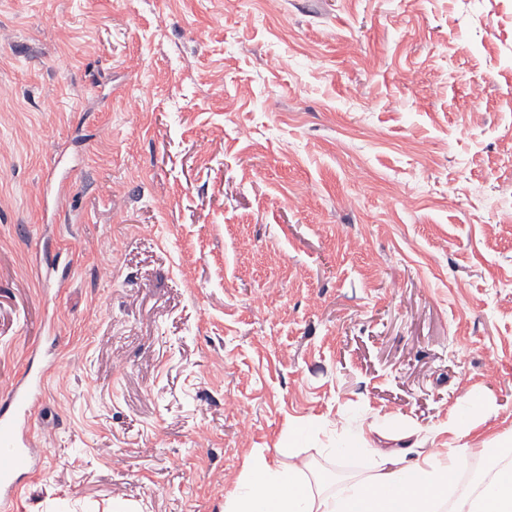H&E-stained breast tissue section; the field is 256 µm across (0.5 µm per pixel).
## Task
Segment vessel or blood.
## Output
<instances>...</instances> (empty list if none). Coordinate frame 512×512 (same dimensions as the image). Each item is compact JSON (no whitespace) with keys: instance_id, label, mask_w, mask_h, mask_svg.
Wrapping results in <instances>:
<instances>
[{"instance_id":"1","label":"vessel or blood","mask_w":512,"mask_h":512,"mask_svg":"<svg viewBox=\"0 0 512 512\" xmlns=\"http://www.w3.org/2000/svg\"><path fill=\"white\" fill-rule=\"evenodd\" d=\"M55 365L51 359L43 372L24 373L6 394L0 395V512H15L18 483L36 466L27 426L41 400L46 373Z\"/></svg>"}]
</instances>
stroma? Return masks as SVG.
<instances>
[{
  "instance_id": "1",
  "label": "stroma",
  "mask_w": 512,
  "mask_h": 512,
  "mask_svg": "<svg viewBox=\"0 0 512 512\" xmlns=\"http://www.w3.org/2000/svg\"><path fill=\"white\" fill-rule=\"evenodd\" d=\"M1 168L0 392L68 365L20 512L512 433V0H0Z\"/></svg>"
}]
</instances>
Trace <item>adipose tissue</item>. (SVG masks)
I'll list each match as a JSON object with an SVG mask.
<instances>
[{"instance_id":"obj_1","label":"adipose tissue","mask_w":512,"mask_h":512,"mask_svg":"<svg viewBox=\"0 0 512 512\" xmlns=\"http://www.w3.org/2000/svg\"><path fill=\"white\" fill-rule=\"evenodd\" d=\"M371 447L372 467L339 489H325L306 461L283 465L257 449L240 481L224 495V512H512V462L496 468L476 490L449 498L460 446L446 453H421L412 433L392 434L372 425L349 445Z\"/></svg>"}]
</instances>
